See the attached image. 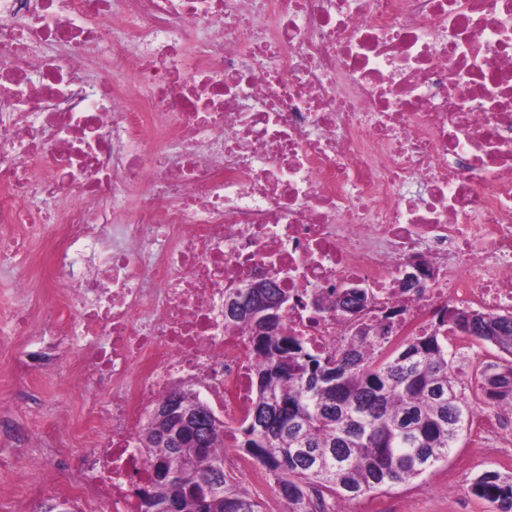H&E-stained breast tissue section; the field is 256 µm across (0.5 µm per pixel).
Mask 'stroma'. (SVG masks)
Segmentation results:
<instances>
[{
    "instance_id": "1",
    "label": "stroma",
    "mask_w": 512,
    "mask_h": 512,
    "mask_svg": "<svg viewBox=\"0 0 512 512\" xmlns=\"http://www.w3.org/2000/svg\"><path fill=\"white\" fill-rule=\"evenodd\" d=\"M31 275L26 258L0 262V309L36 306L35 296L19 292L15 287L17 279ZM22 349V343L18 342L11 349L0 350V411L28 427L55 424L59 444H68V423L76 414L81 396L56 387L42 371L33 372L25 379L16 378L12 365ZM36 388L43 392L41 403L32 410L24 408L21 395ZM494 408V402L489 400L476 406L475 422L461 435L447 461L410 482L366 493L352 503L353 512H490L488 503L472 495L470 487L487 470L512 475V439L490 441L481 456L473 454L474 441L481 433L478 418ZM0 457L12 463L11 468L0 469V512H44L46 506L58 501L57 482L70 487L80 479L77 467H63L55 451L36 441L16 444L0 439ZM33 457L40 458L52 472L54 483L22 506H14L16 469Z\"/></svg>"
}]
</instances>
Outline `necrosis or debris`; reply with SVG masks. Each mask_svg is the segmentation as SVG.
Here are the masks:
<instances>
[{
  "label": "necrosis or debris",
  "mask_w": 512,
  "mask_h": 512,
  "mask_svg": "<svg viewBox=\"0 0 512 512\" xmlns=\"http://www.w3.org/2000/svg\"><path fill=\"white\" fill-rule=\"evenodd\" d=\"M47 228L46 309L0 345L18 374L85 350L69 512H142L152 406L191 389L228 433L250 408L235 283L275 280L317 353L356 334L348 282L387 349L512 312V0H0V252Z\"/></svg>",
  "instance_id": "1"
}]
</instances>
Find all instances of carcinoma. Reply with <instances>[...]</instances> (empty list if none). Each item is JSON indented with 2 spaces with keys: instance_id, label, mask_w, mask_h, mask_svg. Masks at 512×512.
<instances>
[{
  "instance_id": "1",
  "label": "carcinoma",
  "mask_w": 512,
  "mask_h": 512,
  "mask_svg": "<svg viewBox=\"0 0 512 512\" xmlns=\"http://www.w3.org/2000/svg\"><path fill=\"white\" fill-rule=\"evenodd\" d=\"M255 357L252 402L233 431L234 447L256 460L287 504V512H336V503L423 475L448 457L473 409L451 376L448 337L466 332L512 357V313L450 306L426 336L390 351L363 331L334 354L307 349L296 336L259 318H227ZM493 388L512 405V365L490 364L477 389ZM140 440L157 462L145 512H261V503L224 469L212 431L188 428L184 446L156 448L150 432ZM224 485L212 486L216 469ZM471 493L492 512H512V475L485 471Z\"/></svg>"
}]
</instances>
